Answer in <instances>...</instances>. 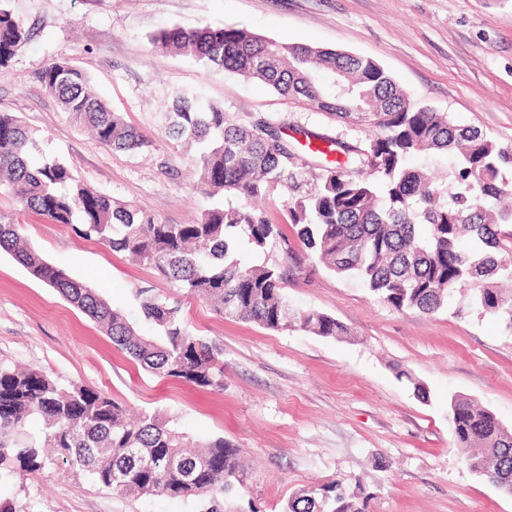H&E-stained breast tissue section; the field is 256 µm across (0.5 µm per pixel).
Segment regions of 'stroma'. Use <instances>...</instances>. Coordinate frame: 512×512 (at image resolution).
<instances>
[{
    "label": "stroma",
    "mask_w": 512,
    "mask_h": 512,
    "mask_svg": "<svg viewBox=\"0 0 512 512\" xmlns=\"http://www.w3.org/2000/svg\"><path fill=\"white\" fill-rule=\"evenodd\" d=\"M33 40L0 72V111L40 139L35 162L56 159L92 190L186 224L211 204L158 115L175 92L199 88L237 119L269 118L357 142L348 126L308 102L190 58L154 51L159 30L245 28L376 60L411 102L448 114L512 147V0H0ZM65 59L95 95L152 139L138 154L102 147L41 91L37 73ZM0 212L23 224L51 264L154 335L136 292L180 299L188 328L224 349V388L210 391L147 373L55 289L0 252V363L98 388L130 411L159 412L189 437H224L241 450L245 481L226 512H283L299 490L339 484L365 512H512V497L471 471L448 426V399L491 411L512 429V331L456 293L432 315L399 311L359 281L308 255L283 282L297 308L336 317L349 333L324 338L224 320L181 298L157 272L78 237L71 226L23 212L0 195ZM422 383L428 396L414 390ZM16 512H198L197 499L115 495L63 470L0 481Z\"/></svg>",
    "instance_id": "35a3bbf8"
}]
</instances>
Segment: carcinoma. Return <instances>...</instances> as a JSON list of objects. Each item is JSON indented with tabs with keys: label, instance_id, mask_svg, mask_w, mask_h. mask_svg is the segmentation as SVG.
Here are the masks:
<instances>
[{
	"label": "carcinoma",
	"instance_id": "obj_1",
	"mask_svg": "<svg viewBox=\"0 0 512 512\" xmlns=\"http://www.w3.org/2000/svg\"><path fill=\"white\" fill-rule=\"evenodd\" d=\"M31 38L30 29L0 7V70ZM154 48L192 58L207 70L257 81L278 94L304 98L343 123L366 127L353 144L303 131L317 149L346 158L315 173L310 159L288 144L282 127L260 119L240 124L202 89H189L160 115L168 135L194 148L190 164L206 195L229 202L205 209L189 224H165L153 215L89 189L57 160L31 162L34 133L11 112H0V194L26 212L72 226L87 240L128 252L140 264L177 283L183 294L207 303L223 319L255 322L274 332L300 329L316 336L348 334L335 317L294 307L282 292L285 271L245 267L235 257L243 237L257 251L277 245L292 253L281 224L253 205L274 193L284 202L288 226L307 252L330 272L353 277L399 311L436 313L457 289L470 304L496 315L512 330V149L448 115L412 103L374 60L293 43L279 44L243 28L181 27L159 31ZM41 89L109 149L137 152L153 145L122 113L91 90L90 78L65 60L36 76ZM455 156L454 178L437 182L408 166L418 156ZM426 226L420 231V226ZM0 250L36 280L55 289L90 317L142 367L200 388L224 389V350L187 328L181 303L137 292L141 312L156 327L141 336L120 310L47 262L25 240L24 227L0 214ZM38 418L32 437L28 422ZM457 442L474 452L470 469L487 474L512 495V431L494 414L464 399L448 401ZM63 468L83 473L115 494L199 498L203 512H218L216 497L243 484L240 450L222 438L198 444L156 412L126 417L105 392L63 385L47 373L0 364V478ZM338 484L302 489L284 512H364Z\"/></svg>",
	"mask_w": 512,
	"mask_h": 512
}]
</instances>
